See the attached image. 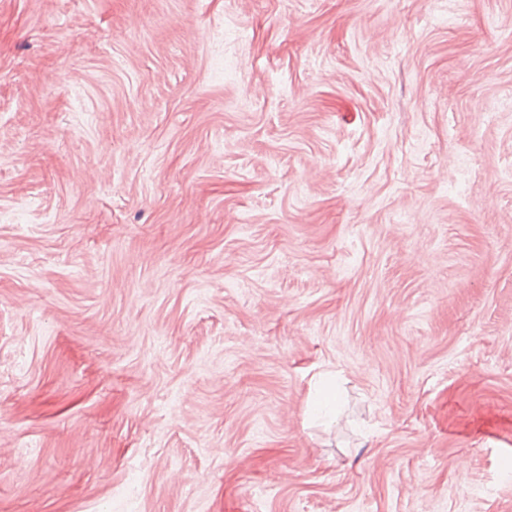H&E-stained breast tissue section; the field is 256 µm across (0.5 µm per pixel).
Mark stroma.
Returning <instances> with one entry per match:
<instances>
[{"label":"stroma","instance_id":"stroma-1","mask_svg":"<svg viewBox=\"0 0 512 512\" xmlns=\"http://www.w3.org/2000/svg\"><path fill=\"white\" fill-rule=\"evenodd\" d=\"M507 455L512 0H0V512H512Z\"/></svg>","mask_w":512,"mask_h":512}]
</instances>
